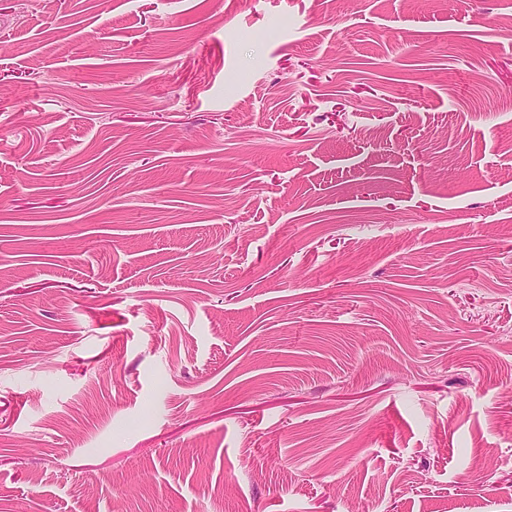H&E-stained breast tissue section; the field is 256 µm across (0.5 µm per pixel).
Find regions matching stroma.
Returning a JSON list of instances; mask_svg holds the SVG:
<instances>
[{"label": "stroma", "mask_w": 512, "mask_h": 512, "mask_svg": "<svg viewBox=\"0 0 512 512\" xmlns=\"http://www.w3.org/2000/svg\"><path fill=\"white\" fill-rule=\"evenodd\" d=\"M512 0H0V512H512Z\"/></svg>", "instance_id": "stroma-1"}]
</instances>
